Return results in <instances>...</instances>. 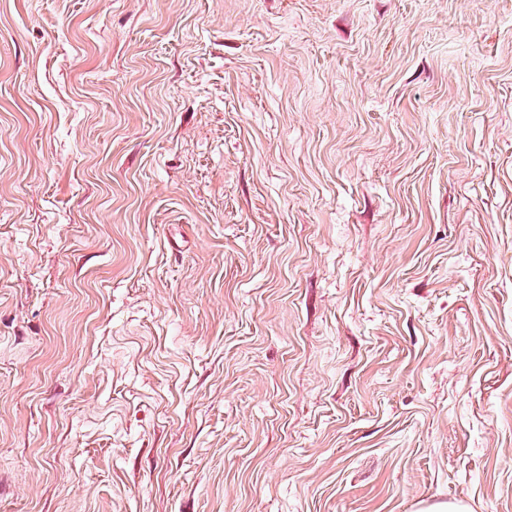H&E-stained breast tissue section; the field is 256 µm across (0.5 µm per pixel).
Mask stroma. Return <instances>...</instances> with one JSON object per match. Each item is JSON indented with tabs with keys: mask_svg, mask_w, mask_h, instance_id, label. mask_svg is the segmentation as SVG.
Returning a JSON list of instances; mask_svg holds the SVG:
<instances>
[{
	"mask_svg": "<svg viewBox=\"0 0 512 512\" xmlns=\"http://www.w3.org/2000/svg\"><path fill=\"white\" fill-rule=\"evenodd\" d=\"M512 512V0H0V512Z\"/></svg>",
	"mask_w": 512,
	"mask_h": 512,
	"instance_id": "1",
	"label": "stroma"
}]
</instances>
